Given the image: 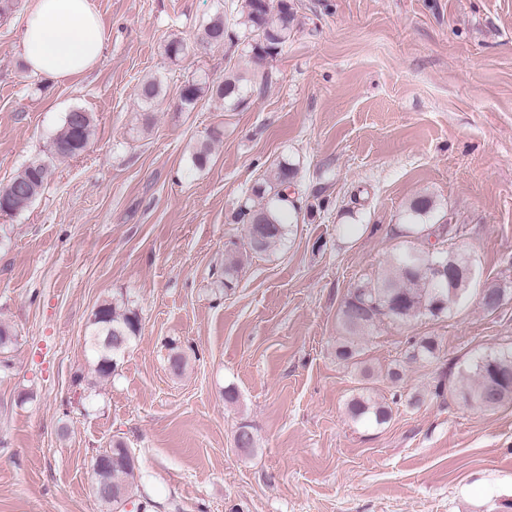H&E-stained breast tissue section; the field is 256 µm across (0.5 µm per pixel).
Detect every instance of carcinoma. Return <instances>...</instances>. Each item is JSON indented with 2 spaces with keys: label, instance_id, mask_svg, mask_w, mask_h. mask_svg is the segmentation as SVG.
I'll return each instance as SVG.
<instances>
[{
  "label": "carcinoma",
  "instance_id": "obj_1",
  "mask_svg": "<svg viewBox=\"0 0 512 512\" xmlns=\"http://www.w3.org/2000/svg\"><path fill=\"white\" fill-rule=\"evenodd\" d=\"M296 16L289 0H231L229 10L216 12L202 26L198 40L188 43L173 38L166 45L172 60L185 58L199 48L220 47L225 41L244 37L247 53L256 62L277 56L294 33ZM256 78L247 77L238 69H229L224 78L204 87L198 82L184 86L180 99L185 108L196 104L203 91L224 101V109L235 111L246 106L254 92ZM142 108L152 111L161 105V81L151 77L138 87ZM94 130L93 116L82 112L76 121L66 115L61 128L53 138L51 155L67 158L81 153L88 145ZM50 168L42 160L31 161L9 184L0 188V211L17 213L25 210L41 193ZM295 168L280 162L271 170L264 183L253 190L263 203L244 205L240 209L247 224V248L265 252L280 244L287 235L286 212L295 207L288 190L294 183ZM436 209L435 201L426 195L411 201L412 217L420 218ZM474 259L450 251L436 255L430 251L404 252L396 255L372 283L358 285L350 291L341 308L344 330L355 335L365 328L388 318L405 321L424 313L437 315L458 305L466 296L471 282ZM451 268L460 265L454 277L436 275L435 264ZM140 321L135 310L120 300L106 301L93 315L87 334L93 371L101 380L112 376L117 367L115 354L103 345L106 336L123 344L127 352L137 339ZM336 355L354 365L359 364L362 350L354 341L344 339ZM413 361L433 362L438 359L437 345L430 337L418 341L409 353ZM436 395L455 397L466 406L494 410L512 402V349L490 352L476 358L460 379L452 381L443 373L436 386ZM350 417L356 422L382 425L390 418L388 407L378 403L369 394L362 393L348 403ZM129 449L118 441L107 450L111 460L101 478L116 490V497L100 499L112 506V512H122L124 506L137 495V460L128 455Z\"/></svg>",
  "mask_w": 512,
  "mask_h": 512
}]
</instances>
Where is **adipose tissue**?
Here are the masks:
<instances>
[{
  "mask_svg": "<svg viewBox=\"0 0 512 512\" xmlns=\"http://www.w3.org/2000/svg\"><path fill=\"white\" fill-rule=\"evenodd\" d=\"M101 20L91 0H32L21 38V56L31 75L72 79L100 62Z\"/></svg>",
  "mask_w": 512,
  "mask_h": 512,
  "instance_id": "1",
  "label": "adipose tissue"
}]
</instances>
